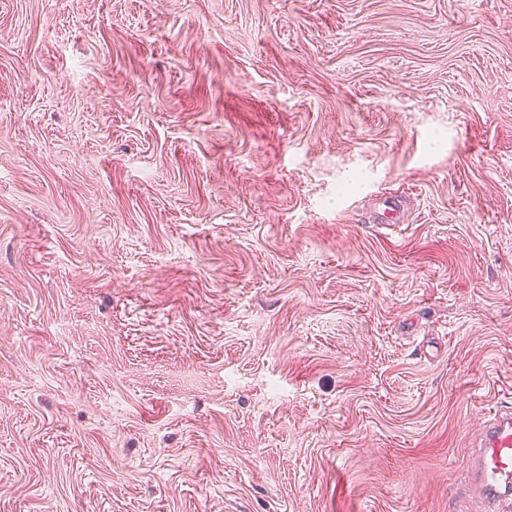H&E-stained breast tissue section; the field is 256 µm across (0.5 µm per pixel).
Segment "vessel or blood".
Listing matches in <instances>:
<instances>
[{"mask_svg":"<svg viewBox=\"0 0 512 512\" xmlns=\"http://www.w3.org/2000/svg\"><path fill=\"white\" fill-rule=\"evenodd\" d=\"M473 465L459 488L460 501L480 500V512H512V410L488 417L473 446Z\"/></svg>","mask_w":512,"mask_h":512,"instance_id":"obj_1","label":"vessel or blood"}]
</instances>
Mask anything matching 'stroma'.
Returning <instances> with one entry per match:
<instances>
[{"mask_svg":"<svg viewBox=\"0 0 512 512\" xmlns=\"http://www.w3.org/2000/svg\"><path fill=\"white\" fill-rule=\"evenodd\" d=\"M512 408V0H0V512H455Z\"/></svg>","mask_w":512,"mask_h":512,"instance_id":"35a3bbf8","label":"stroma"}]
</instances>
